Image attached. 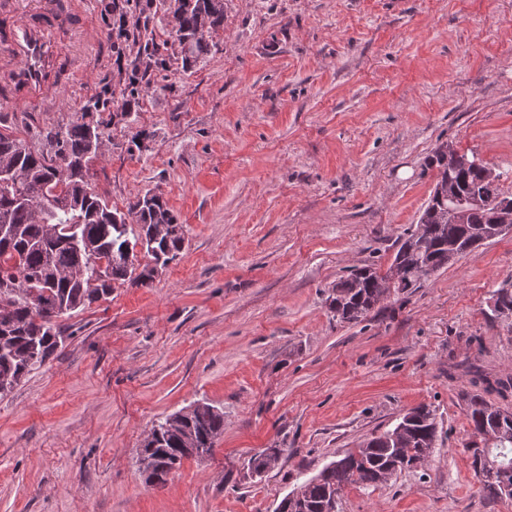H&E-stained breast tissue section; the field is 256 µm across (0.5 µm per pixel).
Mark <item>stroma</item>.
Wrapping results in <instances>:
<instances>
[{
  "instance_id": "stroma-1",
  "label": "stroma",
  "mask_w": 512,
  "mask_h": 512,
  "mask_svg": "<svg viewBox=\"0 0 512 512\" xmlns=\"http://www.w3.org/2000/svg\"><path fill=\"white\" fill-rule=\"evenodd\" d=\"M192 68L128 96L112 56L59 107L6 124L42 149L46 128L105 100L92 188L126 210L160 195L185 248L151 286L125 283L60 318L65 339L0 398V512H275L336 456L427 405L439 440L422 466L351 486L337 512H512L486 496L466 449L450 364L512 377V231L340 322L329 294L386 272L452 145L512 197V0H226ZM224 412L212 451L161 485L138 452L165 416ZM282 449L248 478L251 457Z\"/></svg>"
}]
</instances>
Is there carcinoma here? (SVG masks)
<instances>
[{
	"mask_svg": "<svg viewBox=\"0 0 512 512\" xmlns=\"http://www.w3.org/2000/svg\"><path fill=\"white\" fill-rule=\"evenodd\" d=\"M171 15L182 64L190 68L210 53L213 37L224 26V0H159ZM153 0H119L112 5L118 30L135 31L143 55L129 63L128 88L150 86L148 75L165 70L168 44L158 42L152 26ZM99 124L82 118L45 131L48 148L36 151L13 130L0 131V396L32 371L43 367L64 336L57 319L106 300L117 285L147 286L157 269L180 254L183 225L158 195L146 193L127 212L112 208L90 186L98 159ZM467 154L446 144L430 158L437 169L433 193L416 229L405 233L389 270L367 265L339 280L329 308L343 322H358L391 292L421 286L425 276L457 263L469 252L505 233L498 176L465 163ZM151 255L154 266L138 268L136 250ZM499 318L512 316V286L493 294ZM477 390L464 396L474 437L472 467L489 496L512 498V411L485 399L506 397L512 378H492L468 367ZM224 433V412L199 402L155 424L139 456L146 481L159 484L183 459L209 453ZM438 442L434 410L411 409L391 430L372 436L361 447L329 463L290 492L285 512H332L349 486L375 487L425 461ZM282 454L268 448L249 460L258 475L274 468Z\"/></svg>",
	"mask_w": 512,
	"mask_h": 512,
	"instance_id": "obj_1",
	"label": "carcinoma"
}]
</instances>
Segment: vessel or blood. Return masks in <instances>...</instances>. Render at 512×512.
<instances>
[{"label":"vessel or blood","mask_w":512,"mask_h":512,"mask_svg":"<svg viewBox=\"0 0 512 512\" xmlns=\"http://www.w3.org/2000/svg\"><path fill=\"white\" fill-rule=\"evenodd\" d=\"M7 23L0 29V112H47L55 94L88 75L104 57L98 28L85 0H0Z\"/></svg>","instance_id":"obj_1"}]
</instances>
